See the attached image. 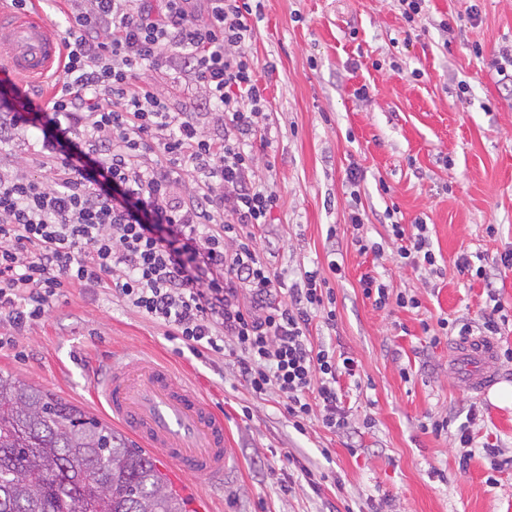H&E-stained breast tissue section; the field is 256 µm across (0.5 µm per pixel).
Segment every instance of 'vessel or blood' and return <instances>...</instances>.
I'll list each match as a JSON object with an SVG mask.
<instances>
[{
    "instance_id": "vessel-or-blood-1",
    "label": "vessel or blood",
    "mask_w": 512,
    "mask_h": 512,
    "mask_svg": "<svg viewBox=\"0 0 512 512\" xmlns=\"http://www.w3.org/2000/svg\"><path fill=\"white\" fill-rule=\"evenodd\" d=\"M2 42L9 46V66L20 75L43 78L62 66L64 48L40 21L0 24ZM495 360L494 341L473 336L453 343L450 369L471 392L481 393L496 379ZM96 389L113 421L158 460L210 482L223 479L230 455L224 416L167 365H113Z\"/></svg>"
}]
</instances>
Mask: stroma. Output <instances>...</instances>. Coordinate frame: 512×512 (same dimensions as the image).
I'll return each instance as SVG.
<instances>
[{
  "label": "stroma",
  "mask_w": 512,
  "mask_h": 512,
  "mask_svg": "<svg viewBox=\"0 0 512 512\" xmlns=\"http://www.w3.org/2000/svg\"><path fill=\"white\" fill-rule=\"evenodd\" d=\"M254 26L246 52L271 134L251 151L257 179L279 195L257 244L288 283L330 257L342 265L330 281L336 324L313 322L310 340L360 364L359 377L339 380L348 428L329 431L315 416L298 433L277 395L247 389L234 358L193 355L111 288L60 289L46 315L0 349V371L100 417L99 366L167 363L223 414L234 458L220 485L162 465L187 512H512V468L492 472L483 456L487 444L512 453V405L454 379L449 338L434 344L427 333L442 318L479 325L492 288L509 320L496 345L512 348V267L500 263L512 248V92L491 66L512 50V0H427L414 29L396 0H264ZM364 85L361 100L354 91ZM37 138L15 139L0 162L48 177ZM354 189L382 256L352 243ZM418 218L434 274L401 264L391 235L392 221ZM464 252L487 279L458 270ZM367 272L418 307L376 308L359 283ZM443 418L447 430L433 432ZM464 422L474 441L463 468Z\"/></svg>",
  "instance_id": "1"
}]
</instances>
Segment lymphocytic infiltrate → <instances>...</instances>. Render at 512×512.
Returning a JSON list of instances; mask_svg holds the SVG:
<instances>
[{"instance_id":"lymphocytic-infiltrate-1","label":"lymphocytic infiltrate","mask_w":512,"mask_h":512,"mask_svg":"<svg viewBox=\"0 0 512 512\" xmlns=\"http://www.w3.org/2000/svg\"><path fill=\"white\" fill-rule=\"evenodd\" d=\"M163 2L66 0L53 98L35 102L0 79V145L37 129L52 164L47 182L0 166V324L11 330L0 348L45 316L63 284L112 286L190 352L228 351L247 388L276 394L297 432L315 414L343 429L336 383L358 362L309 333L317 319L335 325L333 290L317 267L286 284L255 244L279 200L257 183L248 149L270 133L244 51L262 0ZM163 66L194 81V110L143 80ZM391 232L404 265H435L425 225Z\"/></svg>"}]
</instances>
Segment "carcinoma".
<instances>
[{
    "label": "carcinoma",
    "mask_w": 512,
    "mask_h": 512,
    "mask_svg": "<svg viewBox=\"0 0 512 512\" xmlns=\"http://www.w3.org/2000/svg\"><path fill=\"white\" fill-rule=\"evenodd\" d=\"M0 512H186L109 423L0 372Z\"/></svg>",
    "instance_id": "carcinoma-1"
}]
</instances>
